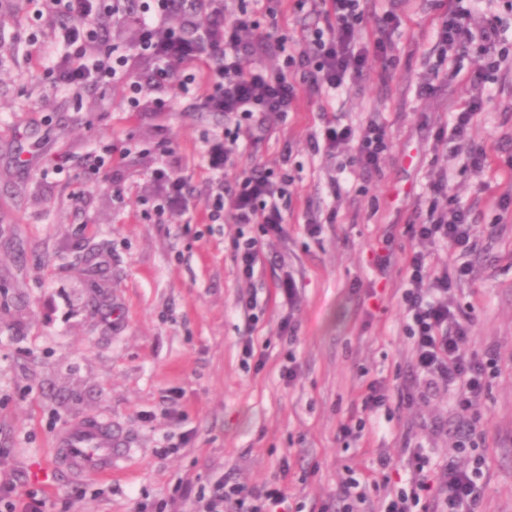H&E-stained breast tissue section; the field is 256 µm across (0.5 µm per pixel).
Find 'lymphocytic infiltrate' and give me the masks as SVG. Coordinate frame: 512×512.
I'll return each instance as SVG.
<instances>
[{
    "instance_id": "f902f5d3",
    "label": "lymphocytic infiltrate",
    "mask_w": 512,
    "mask_h": 512,
    "mask_svg": "<svg viewBox=\"0 0 512 512\" xmlns=\"http://www.w3.org/2000/svg\"><path fill=\"white\" fill-rule=\"evenodd\" d=\"M171 2L152 0L151 6L136 18L143 28V50L165 64L174 59L166 54L157 36L163 29ZM402 4L403 0H389L388 9L375 18L374 39L368 44L360 33L366 0H312L313 14L322 16L325 25L307 30L305 39L313 45L309 52L288 50L283 40L258 33L255 21L247 14H225L224 42L218 47L224 57V71L219 75L208 74L210 91L205 97V107L244 120L259 112L284 122L298 88L318 96L356 83L370 60H378L386 69L393 67L397 60L393 36L402 23ZM500 37L495 19L487 17L482 24H474L471 12L459 5L458 0H449L448 11L437 30L443 51L463 54L476 41L483 46V57L468 78L469 99L453 109L449 123L436 132L437 142L453 143L455 150L464 153L468 169L477 175L484 174L491 166L489 149L472 135L474 117L485 104L483 89L491 74L512 69V56L497 48ZM273 51L282 55L281 65L271 69L252 66L253 58ZM199 55V49L192 48L174 61L187 67ZM71 56L75 61L71 82L97 84L123 74L122 59L108 56L91 61L80 46L72 50ZM311 148L316 153L346 154L350 169L370 172L379 169L390 140L385 124L377 119L356 127L329 119L314 136ZM289 185L286 175L258 164L243 171L207 207L209 214L224 212L236 224L259 227L257 234H238L232 243L241 283L253 279L267 241L285 231L283 205ZM427 195L425 213L404 229L409 238L419 240L424 248L405 258L406 276L400 290V305L414 368L423 376L426 388L445 384L458 386L460 390L458 406L462 422L455 450L466 454L467 459L462 464L449 460L444 472L439 473L420 449H409V475L402 486L388 491L382 512H478L483 471L480 458L469 454L477 436L472 411L486 393L488 377L496 372V361L493 354L481 357L470 351L473 317L454 301L456 288L471 275V268L451 263L435 270L429 265L426 252L427 247L440 244L470 251L476 245L478 228L471 220L470 210L452 194L448 174H440L431 181ZM392 398L410 405L418 395L407 385L391 392L379 381L366 383L358 402L362 414L342 423L341 434L362 437L367 415L377 413ZM390 467V456L379 454L375 468L366 474H349L335 505H322L321 512H361L369 499L370 488L388 480ZM170 499L189 503L191 512H288L289 509L286 490L276 481L249 488L227 478L211 490L196 491L179 479L172 486Z\"/></svg>"
}]
</instances>
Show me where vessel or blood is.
I'll return each mask as SVG.
<instances>
[{"label": "vessel or blood", "mask_w": 512, "mask_h": 512, "mask_svg": "<svg viewBox=\"0 0 512 512\" xmlns=\"http://www.w3.org/2000/svg\"><path fill=\"white\" fill-rule=\"evenodd\" d=\"M125 446L111 421L85 416L72 420L53 439V464L72 478L111 477Z\"/></svg>", "instance_id": "1"}]
</instances>
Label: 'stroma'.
<instances>
[{
  "instance_id": "1",
  "label": "stroma",
  "mask_w": 512,
  "mask_h": 512,
  "mask_svg": "<svg viewBox=\"0 0 512 512\" xmlns=\"http://www.w3.org/2000/svg\"><path fill=\"white\" fill-rule=\"evenodd\" d=\"M247 8L260 30L297 47L316 17L286 0L269 18L261 0ZM36 0H0V478L42 512H136L167 497L176 478L211 486L233 476L250 485L279 481L290 507L318 512L339 492L346 469L371 470L379 453L391 480L407 474V449L433 466L447 463L457 439L458 388L440 387L412 407L389 403L361 439H343L363 385L395 387L413 378L398 290L403 259L418 249L403 233L425 207L440 169L481 232L473 252L433 251L437 266L471 264L458 290L473 307L471 347L495 350L498 373L482 404L480 512H512V72L486 84V106L473 133L492 151L483 176L465 170L435 130L449 103L470 94L476 55L441 62L432 0H407L395 33L394 68L371 62L364 79L315 97L298 92L286 122L254 116L251 142L234 164H215L223 113L201 107L203 83L175 75L171 107L146 91L130 107L131 82L154 62L129 37L138 28L117 12L114 50L129 59L125 79L75 87L60 79L67 50L58 13ZM433 82L422 99L417 89ZM386 124L391 148L377 173H343L345 155L312 153L324 119L357 125L371 115ZM261 163L292 180L286 233L267 245L251 283L241 285L231 219L209 222L203 205L219 185ZM166 168L184 185L186 207L156 214L150 203ZM336 223H326L331 207ZM321 231H306L309 216ZM390 240L385 273L372 254ZM292 274L298 303L279 290ZM255 299V311L238 303ZM297 327L295 344L279 336L282 317ZM252 335L264 367L243 369L240 339ZM300 369L280 376L286 352ZM179 410L175 422L171 410ZM80 416L110 419L129 448L112 478L72 479L50 462L53 437Z\"/></svg>"
}]
</instances>
